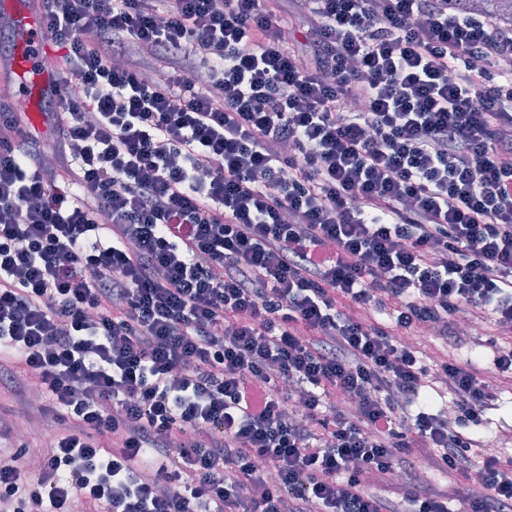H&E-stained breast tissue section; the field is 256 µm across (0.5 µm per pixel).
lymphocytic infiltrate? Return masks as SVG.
<instances>
[{"label": "lymphocytic infiltrate", "mask_w": 512, "mask_h": 512, "mask_svg": "<svg viewBox=\"0 0 512 512\" xmlns=\"http://www.w3.org/2000/svg\"><path fill=\"white\" fill-rule=\"evenodd\" d=\"M300 2L304 56L270 0H41L63 82L49 139L0 102V389L54 434L0 506L397 512L395 480L512 512L480 430L512 390V28ZM463 321L491 368L411 341Z\"/></svg>", "instance_id": "1"}]
</instances>
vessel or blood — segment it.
Returning a JSON list of instances; mask_svg holds the SVG:
<instances>
[{"mask_svg":"<svg viewBox=\"0 0 512 512\" xmlns=\"http://www.w3.org/2000/svg\"><path fill=\"white\" fill-rule=\"evenodd\" d=\"M0 12L10 16L16 34L12 68L21 78V95L30 108H37L44 87L57 78L55 72L36 68L33 46L28 41L31 32L42 29L43 19L31 9L29 0H0Z\"/></svg>","mask_w":512,"mask_h":512,"instance_id":"1","label":"vessel or blood"}]
</instances>
